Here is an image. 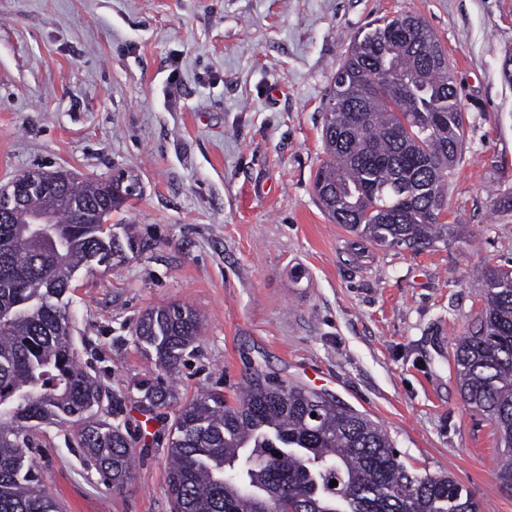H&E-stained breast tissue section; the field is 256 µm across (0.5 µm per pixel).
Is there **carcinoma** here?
<instances>
[{
	"label": "carcinoma",
	"instance_id": "obj_1",
	"mask_svg": "<svg viewBox=\"0 0 512 512\" xmlns=\"http://www.w3.org/2000/svg\"><path fill=\"white\" fill-rule=\"evenodd\" d=\"M463 136L440 41L413 15L386 18L353 38L333 78L314 191L333 223L376 246L446 245L455 228L446 184ZM109 190L118 211L136 182L119 174L109 188L75 178L60 193L87 204ZM45 205L34 192L0 223V512H59L32 455L42 424L74 423L84 464L112 489L131 473L133 443L98 417L107 393L79 363L64 297L78 270L126 258L134 241L65 204L51 240L31 238L27 218ZM482 282L486 304L457 340L453 366L464 401L512 450V269L486 267ZM199 334L197 313L180 305L147 310L134 330L164 372ZM140 392L148 412L173 399L159 383ZM168 459L173 512H279L285 503L294 512H479L449 475L407 469L366 416L282 382L256 378L232 404L209 392L180 407Z\"/></svg>",
	"mask_w": 512,
	"mask_h": 512
}]
</instances>
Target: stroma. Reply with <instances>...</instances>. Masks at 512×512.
<instances>
[{
	"mask_svg": "<svg viewBox=\"0 0 512 512\" xmlns=\"http://www.w3.org/2000/svg\"><path fill=\"white\" fill-rule=\"evenodd\" d=\"M410 13L448 54L464 138L448 177L458 236L378 248L332 223L313 190L324 107L359 32ZM512 0H0V189L23 172L140 192L113 213L125 261L80 269L67 295L79 356L134 442L105 486L43 426L35 457L61 512H172L167 450L178 407L251 377L298 384L364 414L417 473H447L480 512H512L492 423L465 403L456 340L485 303L479 271L512 269ZM202 320L146 412L157 378L135 341L147 309ZM142 396L139 403L143 410L151 412L171 405L173 393L159 383L143 384L139 389Z\"/></svg>",
	"mask_w": 512,
	"mask_h": 512,
	"instance_id": "obj_1",
	"label": "stroma"
}]
</instances>
